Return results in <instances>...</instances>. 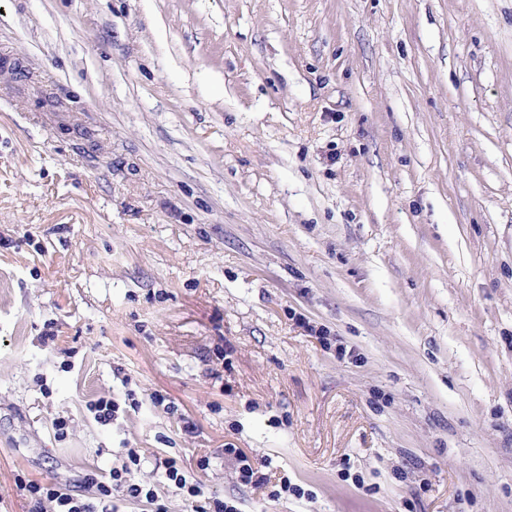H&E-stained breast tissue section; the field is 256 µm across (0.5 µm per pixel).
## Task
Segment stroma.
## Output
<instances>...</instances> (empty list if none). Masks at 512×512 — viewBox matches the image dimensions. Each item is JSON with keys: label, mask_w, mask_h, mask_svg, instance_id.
Instances as JSON below:
<instances>
[{"label": "stroma", "mask_w": 512, "mask_h": 512, "mask_svg": "<svg viewBox=\"0 0 512 512\" xmlns=\"http://www.w3.org/2000/svg\"><path fill=\"white\" fill-rule=\"evenodd\" d=\"M0 58V512L123 448L512 512V0H0ZM123 402L118 397L100 398L94 404H91V408L95 411L96 419L104 424L109 423L111 420L114 421L118 418L119 412L124 413L126 411L127 402L129 407L136 408L139 405V401L134 397L132 391H128ZM131 400V402H129Z\"/></svg>", "instance_id": "obj_1"}]
</instances>
